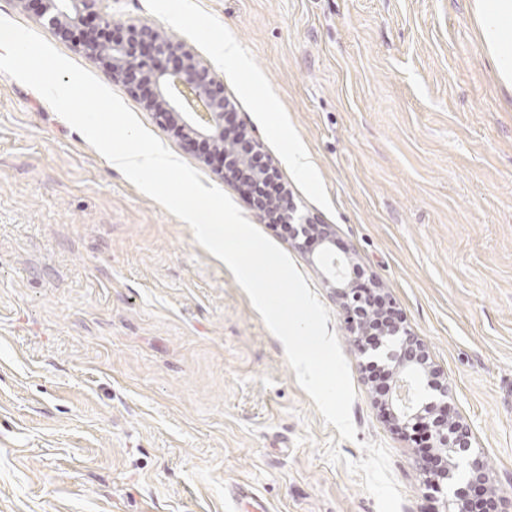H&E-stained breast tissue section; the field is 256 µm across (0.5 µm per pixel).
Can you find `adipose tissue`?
Masks as SVG:
<instances>
[{
	"mask_svg": "<svg viewBox=\"0 0 512 512\" xmlns=\"http://www.w3.org/2000/svg\"><path fill=\"white\" fill-rule=\"evenodd\" d=\"M482 41L504 82L512 81V0H474Z\"/></svg>",
	"mask_w": 512,
	"mask_h": 512,
	"instance_id": "ef3b65f1",
	"label": "adipose tissue"
}]
</instances>
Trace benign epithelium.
<instances>
[{"instance_id":"obj_1","label":"benign epithelium","mask_w":512,"mask_h":512,"mask_svg":"<svg viewBox=\"0 0 512 512\" xmlns=\"http://www.w3.org/2000/svg\"><path fill=\"white\" fill-rule=\"evenodd\" d=\"M37 2L43 27L53 37L67 40L84 17L94 12L96 0ZM77 48L131 91L149 89L144 98L146 107L182 127L188 139L205 142L210 151L208 159L217 163L221 173L227 174L231 168L243 172L250 169L256 180L276 179V170L269 166L251 169L253 159L260 154L259 142L246 134L238 143L225 139L224 117L232 107L224 97L223 85L182 42L169 38L158 26L130 24L127 37L120 41H107L98 29L91 28L81 33ZM162 59L167 66H156ZM252 207L261 218L279 214L288 224L294 248L300 251H306L313 239L323 244L331 240L327 225L309 218L297 220L294 201L288 194L277 201L254 198ZM337 261L341 267L328 274L327 282L340 300L360 353L365 356L371 351L382 352L388 372L395 376L392 387L378 392L381 406L403 421L406 428H431L435 453L421 459L419 467L433 475L434 484L446 482L451 492L447 512H500L501 498L493 493H476L488 481L485 461L471 451L467 425L449 416L448 382L430 365L426 347L407 331L391 309L363 313L362 305L371 289L349 287L345 276L349 257H339ZM416 377L423 380L431 396L430 401L414 406L403 402L401 387Z\"/></svg>"}]
</instances>
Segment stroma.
Returning <instances> with one entry per match:
<instances>
[{
    "instance_id": "1",
    "label": "stroma",
    "mask_w": 512,
    "mask_h": 512,
    "mask_svg": "<svg viewBox=\"0 0 512 512\" xmlns=\"http://www.w3.org/2000/svg\"><path fill=\"white\" fill-rule=\"evenodd\" d=\"M208 63L328 245L293 249L246 187L174 135L143 93L77 50L144 127L224 191L330 312L357 397L325 424L282 342L189 225L115 171L33 89L0 73V512H444L429 444L374 398L323 252L379 291L448 381L488 491L512 500V87L472 0H98ZM234 40L244 62L225 60ZM311 174L288 164V141Z\"/></svg>"
}]
</instances>
